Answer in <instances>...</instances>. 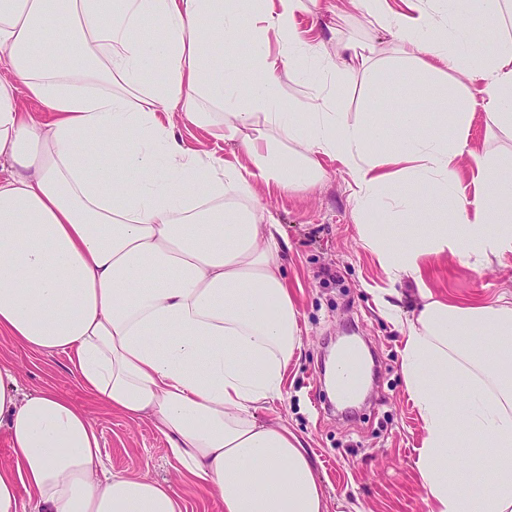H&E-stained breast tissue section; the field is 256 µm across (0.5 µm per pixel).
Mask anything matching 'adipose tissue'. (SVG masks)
Returning <instances> with one entry per match:
<instances>
[{
  "instance_id": "ef3b65f1",
  "label": "adipose tissue",
  "mask_w": 512,
  "mask_h": 512,
  "mask_svg": "<svg viewBox=\"0 0 512 512\" xmlns=\"http://www.w3.org/2000/svg\"><path fill=\"white\" fill-rule=\"evenodd\" d=\"M362 0L401 55L430 74L483 82V110L512 129V36L478 48L469 15L497 23L512 0ZM334 0H0V336L63 353L88 398L150 419L179 472L223 512H330L301 439L257 412L283 400L303 346L260 186L315 184L328 158L348 171L354 221L389 284L411 279L402 333L406 389L424 436L416 461L429 512H512V294L457 303L427 283L426 257L480 262L512 252V154L474 156L471 205L457 169L472 99L428 117L389 101L394 124L279 109L280 71L336 62L298 38L299 15ZM162 33L145 36L148 22ZM249 40V73L220 44ZM84 56L47 64L48 41ZM162 65V78L145 73ZM38 102L43 116L22 99ZM263 130H255L256 121ZM238 142L228 160L183 146L177 122ZM403 223L402 235L392 226ZM0 512H183L166 481L106 470L87 411L55 390L23 392L0 360ZM479 491L448 475L460 438Z\"/></svg>"
}]
</instances>
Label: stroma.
Wrapping results in <instances>:
<instances>
[{
    "instance_id": "stroma-1",
    "label": "stroma",
    "mask_w": 512,
    "mask_h": 512,
    "mask_svg": "<svg viewBox=\"0 0 512 512\" xmlns=\"http://www.w3.org/2000/svg\"><path fill=\"white\" fill-rule=\"evenodd\" d=\"M340 18L306 14L300 19L305 38L328 48L340 41L372 42L379 57L393 55L396 42L353 0H345ZM334 105L349 122L368 120L383 111V99L415 88L423 111H441V79L420 67L371 81L362 73L337 67ZM281 108L306 112L319 104L320 85L294 69L280 73ZM468 152L459 159L464 185H471L472 154L512 151V132L489 125L483 110L471 115ZM325 177L295 191L260 189V201L277 216L288 249L285 267L295 292L304 330L300 356L288 369L285 398L258 411L263 421L288 425L301 438L328 493L344 512H427L415 467L422 444L420 414L409 400L401 360V333L386 318L380 297L386 278L375 255L364 246L353 220L348 172L324 161ZM434 293L457 301L494 299L512 294V253L490 257L480 270L448 256L427 262ZM360 340L377 359L379 377L371 381L366 401L351 410L327 413L333 398L320 373L341 337ZM0 360L16 363L26 390L50 386L83 406L101 435L108 469L130 476L168 480L182 496L184 512H222L211 492L182 478L165 440L150 420L137 422L92 403L74 379L63 354H33L0 338Z\"/></svg>"
}]
</instances>
